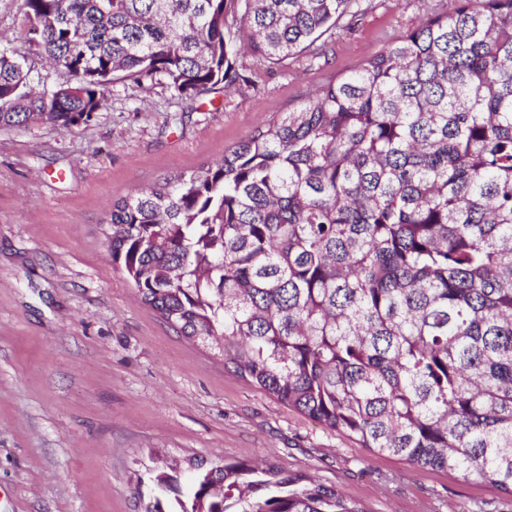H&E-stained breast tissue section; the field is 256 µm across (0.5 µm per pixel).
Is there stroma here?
Segmentation results:
<instances>
[{"instance_id":"stroma-1","label":"stroma","mask_w":512,"mask_h":512,"mask_svg":"<svg viewBox=\"0 0 512 512\" xmlns=\"http://www.w3.org/2000/svg\"><path fill=\"white\" fill-rule=\"evenodd\" d=\"M455 0H359L273 65L241 53L230 86L187 100L118 79L91 119L0 128V512H145L174 466L264 461L365 512H512V496L363 448L288 408L177 334L114 264L113 201L222 161ZM21 0H0V50L26 53Z\"/></svg>"}]
</instances>
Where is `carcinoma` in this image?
<instances>
[{"label":"carcinoma","mask_w":512,"mask_h":512,"mask_svg":"<svg viewBox=\"0 0 512 512\" xmlns=\"http://www.w3.org/2000/svg\"><path fill=\"white\" fill-rule=\"evenodd\" d=\"M353 0H22L29 86L0 51V127L88 118L118 73L193 100L281 64ZM112 260L181 335L364 448L512 495V0H459L224 160L112 203ZM148 512H366L272 464L153 480ZM31 85L36 91L56 90L61 86L73 84L75 80L60 67H53L44 60L29 59Z\"/></svg>","instance_id":"1"}]
</instances>
